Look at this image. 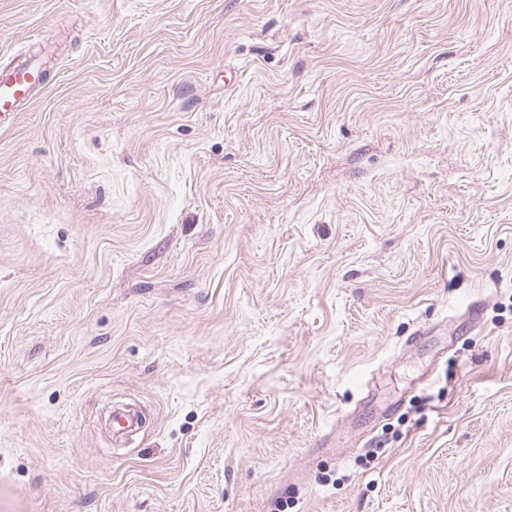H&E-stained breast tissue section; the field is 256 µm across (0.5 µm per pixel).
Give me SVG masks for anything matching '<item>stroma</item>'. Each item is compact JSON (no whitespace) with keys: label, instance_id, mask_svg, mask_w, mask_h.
Listing matches in <instances>:
<instances>
[{"label":"stroma","instance_id":"obj_1","mask_svg":"<svg viewBox=\"0 0 512 512\" xmlns=\"http://www.w3.org/2000/svg\"><path fill=\"white\" fill-rule=\"evenodd\" d=\"M24 61L0 512H512V0H0Z\"/></svg>","mask_w":512,"mask_h":512}]
</instances>
